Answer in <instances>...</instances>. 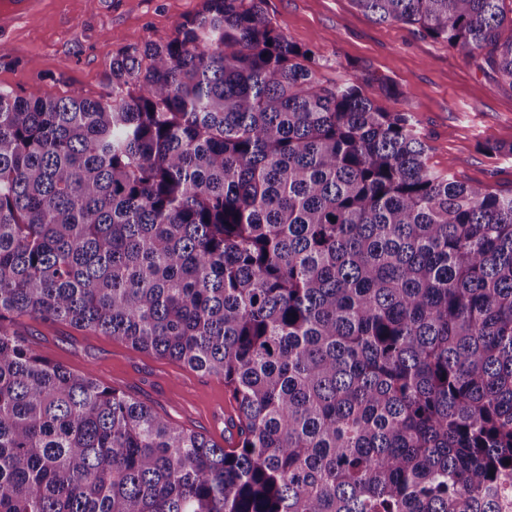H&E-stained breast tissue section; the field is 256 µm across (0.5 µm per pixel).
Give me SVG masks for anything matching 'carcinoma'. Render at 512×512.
<instances>
[{"label":"carcinoma","mask_w":512,"mask_h":512,"mask_svg":"<svg viewBox=\"0 0 512 512\" xmlns=\"http://www.w3.org/2000/svg\"><path fill=\"white\" fill-rule=\"evenodd\" d=\"M512 86V0H354ZM204 0L112 95L0 89V512H504L512 193ZM224 379L219 445L54 363L22 318Z\"/></svg>","instance_id":"carcinoma-1"}]
</instances>
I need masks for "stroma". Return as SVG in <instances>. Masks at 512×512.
I'll use <instances>...</instances> for the list:
<instances>
[{
    "instance_id": "1",
    "label": "stroma",
    "mask_w": 512,
    "mask_h": 512,
    "mask_svg": "<svg viewBox=\"0 0 512 512\" xmlns=\"http://www.w3.org/2000/svg\"><path fill=\"white\" fill-rule=\"evenodd\" d=\"M201 0H42L38 14L0 30V87L22 97L112 92L109 65L126 48L163 44ZM274 26L311 49L331 81L365 73L388 111L411 110L427 163L453 180L512 191V85L412 27L379 23L352 0H265ZM396 89L380 93V83ZM500 145L497 153L489 145ZM44 356L123 390L172 424L224 439L230 396L220 377L133 351L125 342L25 318L16 326Z\"/></svg>"
}]
</instances>
